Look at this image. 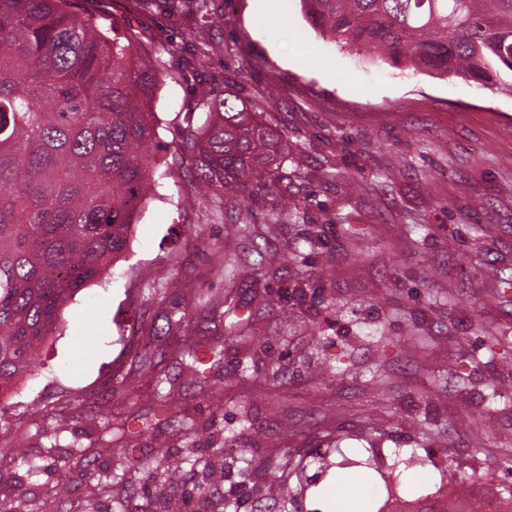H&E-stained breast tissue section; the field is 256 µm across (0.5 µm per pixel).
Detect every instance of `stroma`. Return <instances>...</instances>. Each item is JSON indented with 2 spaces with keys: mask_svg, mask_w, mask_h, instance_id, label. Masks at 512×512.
Instances as JSON below:
<instances>
[{
  "mask_svg": "<svg viewBox=\"0 0 512 512\" xmlns=\"http://www.w3.org/2000/svg\"><path fill=\"white\" fill-rule=\"evenodd\" d=\"M217 6L212 29L159 2L144 11L132 0H87L85 14L162 48L155 154L174 151L186 122L205 120L198 84L233 91L287 133L306 216L266 223L274 200L261 192L217 224L213 198L188 176L162 179L103 283L62 306L37 376L0 397V418L16 426L0 433V499L42 512L59 481L78 489L99 477L112 493L94 512H113L117 498L126 512H159L154 460L187 479L189 460L229 438L251 462L291 445L329 449L293 512H336L327 491L344 470L363 489L384 484L409 500L439 487L434 478L413 485L397 464L384 477L346 467L344 448L468 457L473 493L490 481L512 491V363L487 350L490 334L512 337V293H499L512 280V98L340 50L309 26L299 0ZM241 210L254 223L246 237L230 222ZM349 225L357 240L346 239ZM294 247L308 276L281 264ZM268 290L275 306L262 301ZM239 314L261 327L264 350L232 335ZM171 319L194 346L223 345L210 388L177 356ZM328 361L336 372L320 375ZM160 373L176 399L167 417L152 396ZM112 410L150 423L138 439L147 465L129 475L113 465Z\"/></svg>",
  "mask_w": 512,
  "mask_h": 512,
  "instance_id": "obj_1",
  "label": "stroma"
}]
</instances>
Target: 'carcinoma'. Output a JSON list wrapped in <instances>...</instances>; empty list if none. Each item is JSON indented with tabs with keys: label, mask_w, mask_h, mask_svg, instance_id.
Wrapping results in <instances>:
<instances>
[{
	"label": "carcinoma",
	"mask_w": 512,
	"mask_h": 512,
	"mask_svg": "<svg viewBox=\"0 0 512 512\" xmlns=\"http://www.w3.org/2000/svg\"><path fill=\"white\" fill-rule=\"evenodd\" d=\"M83 0H0V390L39 368L38 346L53 333L66 299L101 281L129 244L162 167L194 178V188L233 198L262 190L277 197L275 216L301 213L288 202L299 175L282 158L287 137L231 94H202L209 120L186 123L172 160L150 151L152 100L164 77L160 53L135 32L86 25ZM208 25L214 0H163ZM311 28L340 49L373 53L395 68L461 78L512 93V0H300ZM250 349L263 347L254 322L238 327ZM179 351L200 384L221 346ZM174 412L156 389V413ZM137 433L116 449L125 471L143 465ZM290 459H259L260 477L276 486L287 512ZM197 494L228 475L224 449L212 448ZM170 481L161 512H174Z\"/></svg>",
	"instance_id": "carcinoma-1"
}]
</instances>
